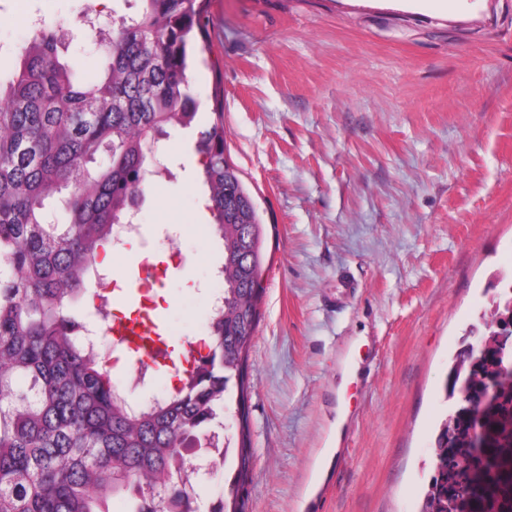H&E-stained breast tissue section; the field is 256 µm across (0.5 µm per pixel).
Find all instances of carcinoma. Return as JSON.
Instances as JSON below:
<instances>
[{
  "label": "carcinoma",
  "mask_w": 512,
  "mask_h": 512,
  "mask_svg": "<svg viewBox=\"0 0 512 512\" xmlns=\"http://www.w3.org/2000/svg\"><path fill=\"white\" fill-rule=\"evenodd\" d=\"M206 0H135L134 10L72 44L43 23L16 46L18 65L0 76V512H106L124 493L131 512H188L184 452L236 403L238 448L232 496L209 512H236L249 481L248 356L260 318L264 224L226 155L224 112L196 142L207 208L223 244L224 307L208 322L207 353L180 386L134 407L86 342L73 313L86 275L112 228L146 195L148 145L189 127L192 42L206 40ZM102 60L86 80L76 54ZM483 316V372L512 382V354L494 349L498 306ZM28 385H18L20 378ZM440 422L435 447L458 448L465 431ZM421 512H448L436 473Z\"/></svg>",
  "instance_id": "carcinoma-1"
}]
</instances>
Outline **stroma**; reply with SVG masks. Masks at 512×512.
<instances>
[{
    "mask_svg": "<svg viewBox=\"0 0 512 512\" xmlns=\"http://www.w3.org/2000/svg\"><path fill=\"white\" fill-rule=\"evenodd\" d=\"M32 2L73 37L91 0H0V42ZM205 26L196 120L84 321L128 311L149 253L170 340L207 336L220 252L187 160L223 90L266 225L245 512H420L446 374L512 273V0H209Z\"/></svg>",
    "mask_w": 512,
    "mask_h": 512,
    "instance_id": "1",
    "label": "stroma"
}]
</instances>
